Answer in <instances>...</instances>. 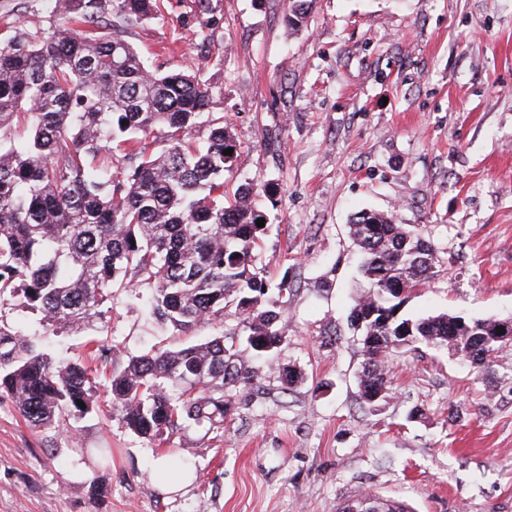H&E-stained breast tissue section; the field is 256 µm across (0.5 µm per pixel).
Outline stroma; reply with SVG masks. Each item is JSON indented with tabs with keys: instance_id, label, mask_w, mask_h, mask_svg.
I'll return each instance as SVG.
<instances>
[{
	"instance_id": "1",
	"label": "stroma",
	"mask_w": 512,
	"mask_h": 512,
	"mask_svg": "<svg viewBox=\"0 0 512 512\" xmlns=\"http://www.w3.org/2000/svg\"><path fill=\"white\" fill-rule=\"evenodd\" d=\"M161 0L127 36L151 72L190 66L238 153L228 189L273 185L257 256L287 341L236 393L223 428L157 442L109 411L108 378L151 346L239 337L240 316L187 331L150 320L139 289L57 336L0 300V332L96 370L90 412L33 429L0 396V512H336L367 492L412 512H512V344L474 367L423 344L389 362L392 393L358 398L350 310L364 288L350 216L394 212L438 249L413 316H512V0ZM54 0H0L8 27L46 28ZM293 367L292 390L279 368Z\"/></svg>"
}]
</instances>
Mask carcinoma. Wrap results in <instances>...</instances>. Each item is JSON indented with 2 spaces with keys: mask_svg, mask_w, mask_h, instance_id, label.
Masks as SVG:
<instances>
[{
  "mask_svg": "<svg viewBox=\"0 0 512 512\" xmlns=\"http://www.w3.org/2000/svg\"><path fill=\"white\" fill-rule=\"evenodd\" d=\"M313 0H288L285 21L300 28ZM65 18L0 40V299L41 316L42 325L79 327L101 314L113 288L151 286L152 317L178 330L221 320L233 304L240 345L267 358L287 339L281 314L265 306L268 288L255 255L266 228L255 186L226 199L224 174L237 148L224 116L208 111L209 87L189 68L147 70L118 23L145 20L157 0H57ZM27 126L17 134L14 121ZM207 129L203 144L190 138ZM161 146L153 147V141ZM351 233L368 290L350 316L363 323L361 404L390 389L389 361L402 346H450L453 316L409 317L396 288L433 274L438 249L393 213L360 211ZM406 326L411 333L400 337ZM470 363L483 367L497 345L469 335ZM240 349V350H242ZM224 337L179 348L152 347L109 379L112 408L134 433L161 440L191 423L224 427L230 391L253 386L255 371ZM91 370L53 360L0 333V392L36 429L60 427L90 408ZM371 512H411L370 493Z\"/></svg>",
  "mask_w": 512,
  "mask_h": 512,
  "instance_id": "obj_1",
  "label": "carcinoma"
}]
</instances>
